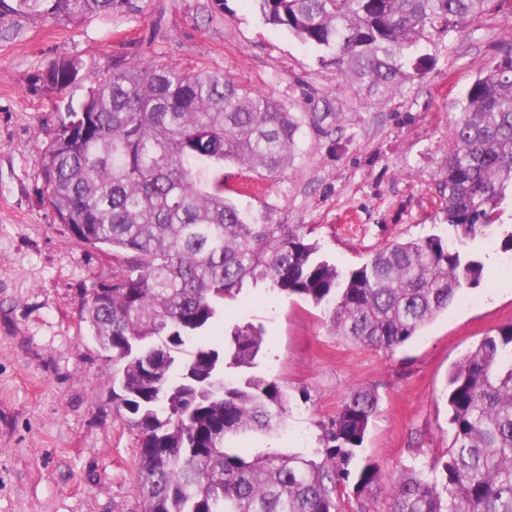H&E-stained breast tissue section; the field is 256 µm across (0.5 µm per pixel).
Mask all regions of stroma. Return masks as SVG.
Listing matches in <instances>:
<instances>
[{
	"instance_id": "35a3bbf8",
	"label": "stroma",
	"mask_w": 512,
	"mask_h": 512,
	"mask_svg": "<svg viewBox=\"0 0 512 512\" xmlns=\"http://www.w3.org/2000/svg\"><path fill=\"white\" fill-rule=\"evenodd\" d=\"M512 42V0L452 40L425 42L419 78L377 103L337 78L321 51L265 24L254 0H129L120 10L64 24L0 14V512H141L134 490L138 437L107 402L112 363L81 319L86 290L111 282V254L77 242L49 206L38 147L57 125L53 98L31 89L62 58L94 66L85 85L116 61L224 74L283 102L301 121L291 164L274 180L224 167L232 200L275 224L313 227L321 259L361 265L391 241L446 235L438 184L449 115L479 67ZM512 221L475 247L477 285L395 352L333 334L321 308L246 287L206 332L219 345L233 326L263 331L256 373L287 397L278 430L237 437L250 454L316 456L321 425L350 390L380 396L358 460L381 469L366 496L389 512L391 483L445 455L448 373L490 331L512 323Z\"/></svg>"
}]
</instances>
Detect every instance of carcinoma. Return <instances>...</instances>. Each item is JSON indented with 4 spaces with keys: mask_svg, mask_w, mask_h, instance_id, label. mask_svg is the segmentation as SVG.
Returning <instances> with one entry per match:
<instances>
[{
    "mask_svg": "<svg viewBox=\"0 0 512 512\" xmlns=\"http://www.w3.org/2000/svg\"><path fill=\"white\" fill-rule=\"evenodd\" d=\"M267 24L331 54L336 76L383 101L417 74L412 48L466 31L495 0H255ZM128 0H0V12L73 23ZM88 65L52 62L33 77L44 96L81 85ZM451 121L439 183L447 238L393 242L342 271L316 258L304 224H272L225 196L224 164L275 178L292 159L299 123L275 99L205 70L115 63L83 102L59 115L40 148L47 202L73 238L120 261L112 283L86 293L82 319L110 352L112 410L139 433L143 512H338L352 487L381 479L353 465L378 409L352 389L322 424L319 458L252 457L232 437L285 422L277 382L254 367L261 330L234 327L220 348L202 341L246 284L301 297L334 333L392 352L479 280L466 250L512 207V46L482 67ZM453 438L443 483L409 471L389 512H512V323L485 336L448 373Z\"/></svg>",
    "mask_w": 512,
    "mask_h": 512,
    "instance_id": "obj_1",
    "label": "carcinoma"
}]
</instances>
